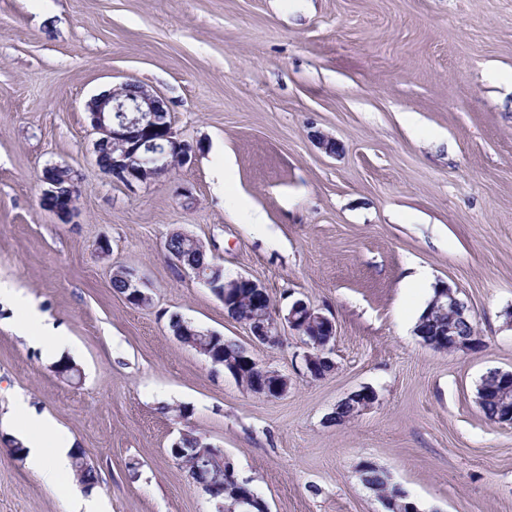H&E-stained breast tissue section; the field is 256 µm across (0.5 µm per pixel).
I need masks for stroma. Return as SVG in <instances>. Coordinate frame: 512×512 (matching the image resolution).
<instances>
[{
	"instance_id": "obj_1",
	"label": "stroma",
	"mask_w": 512,
	"mask_h": 512,
	"mask_svg": "<svg viewBox=\"0 0 512 512\" xmlns=\"http://www.w3.org/2000/svg\"><path fill=\"white\" fill-rule=\"evenodd\" d=\"M125 81L195 150L133 190L96 164L86 110ZM50 165L80 178L71 223L39 204ZM174 231L280 312L329 310L335 372L303 375L286 332L252 349L289 380L265 398L177 340L175 314L249 338L168 259ZM120 267L150 305L113 289ZM421 270L457 289L480 348L416 336ZM0 281L64 327L80 370L61 378L0 302V512H66L10 450L19 395L84 451L107 512H217L170 454L189 432L270 512H385L367 462L422 512H512V425L477 402L488 371L512 372V0H0ZM364 387L374 405L331 422Z\"/></svg>"
}]
</instances>
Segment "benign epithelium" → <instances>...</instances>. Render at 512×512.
Segmentation results:
<instances>
[{
	"mask_svg": "<svg viewBox=\"0 0 512 512\" xmlns=\"http://www.w3.org/2000/svg\"><path fill=\"white\" fill-rule=\"evenodd\" d=\"M131 82H122L108 92L96 97L97 106L91 111V121L98 138L94 149H106L112 153V166L105 169L113 181L129 189L164 178L174 170L192 161L193 146L182 138L174 128L169 107L165 99L146 86L138 85L133 92L128 88ZM43 185L40 200L55 202L52 213L61 224H69L78 210L80 196L79 179L67 166L53 165L44 170L41 177ZM168 257L181 269L211 287L214 281L224 276V267L213 263L208 266L188 264L185 252L170 247L164 242ZM114 275L126 281L125 299L132 305L145 306L150 298L141 288L140 275L129 270H115ZM238 288H249L262 299V303L253 307L249 315L240 320L249 330V341L253 345H277L285 331L294 332L305 347L303 366L306 375L320 379L327 375L324 367L334 365L331 354L334 350L336 324L333 316L316 308L302 299L293 301L285 315L280 314L270 303V295L265 286L242 275L224 283V290L216 296L227 301ZM435 295L429 301L426 318L437 312L448 313V326L443 328L427 346L440 351H467L480 344L476 333L469 336L460 334V327L469 323L467 306L458 297L457 291L448 283L440 281L434 286ZM311 329L312 337H307L306 329ZM190 335L194 340L190 344L202 349L213 332L199 329L191 322L179 319V327L173 330L178 339ZM251 393L268 398L284 395L288 391V378L279 372L252 362ZM504 379L503 388L497 393L501 402L500 423L512 424V372H497ZM377 400V394L364 387L350 392L336 407L350 405L361 413L370 408ZM210 461L218 463L224 469V482L210 484L202 490L212 498L224 495V487L233 485L242 487L230 462L224 460V452L216 451Z\"/></svg>",
	"mask_w": 512,
	"mask_h": 512,
	"instance_id": "1",
	"label": "benign epithelium"
}]
</instances>
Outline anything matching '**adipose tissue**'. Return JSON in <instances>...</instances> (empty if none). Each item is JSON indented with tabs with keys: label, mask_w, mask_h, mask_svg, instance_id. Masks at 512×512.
<instances>
[{
	"label": "adipose tissue",
	"mask_w": 512,
	"mask_h": 512,
	"mask_svg": "<svg viewBox=\"0 0 512 512\" xmlns=\"http://www.w3.org/2000/svg\"><path fill=\"white\" fill-rule=\"evenodd\" d=\"M9 299L22 320L24 338L33 346L60 352L70 343L68 336L49 334L46 316L22 292L0 281V298ZM13 416L25 445L26 463L47 487L70 499L73 512H94L89 500L73 495L67 481L71 457L75 452L71 436L50 418L36 414L24 400L14 402Z\"/></svg>",
	"instance_id": "obj_1"
}]
</instances>
